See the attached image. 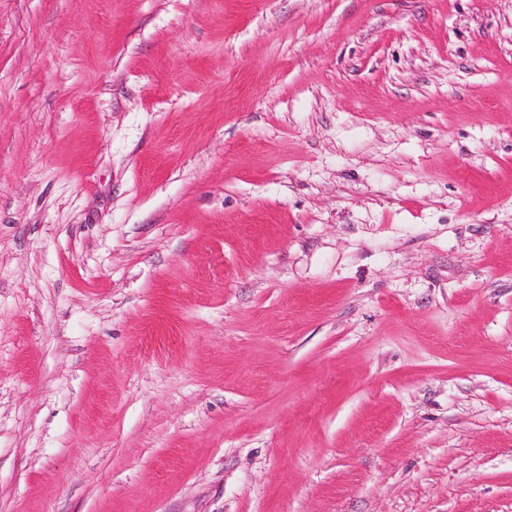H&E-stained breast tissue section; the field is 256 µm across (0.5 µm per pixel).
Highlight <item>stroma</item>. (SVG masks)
Masks as SVG:
<instances>
[{
  "instance_id": "obj_1",
  "label": "stroma",
  "mask_w": 512,
  "mask_h": 512,
  "mask_svg": "<svg viewBox=\"0 0 512 512\" xmlns=\"http://www.w3.org/2000/svg\"><path fill=\"white\" fill-rule=\"evenodd\" d=\"M0 512H512V0H0Z\"/></svg>"
}]
</instances>
